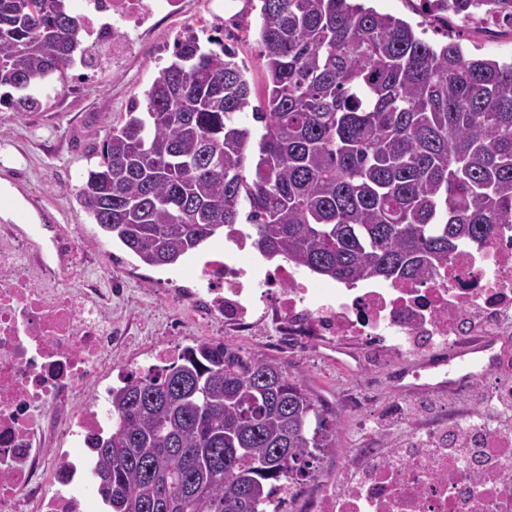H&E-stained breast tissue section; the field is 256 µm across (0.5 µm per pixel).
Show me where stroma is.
<instances>
[{
    "label": "stroma",
    "mask_w": 512,
    "mask_h": 512,
    "mask_svg": "<svg viewBox=\"0 0 512 512\" xmlns=\"http://www.w3.org/2000/svg\"><path fill=\"white\" fill-rule=\"evenodd\" d=\"M236 4V16L224 20V42L236 50L238 63L245 65L247 78L259 89L263 86L258 66L261 4L259 0H236ZM368 5L412 26L424 27L423 37L430 43L438 44L460 33L469 53L512 59V31L493 21L474 28L462 26L454 16L438 21L421 10L420 0H368ZM172 33L171 25H158L140 54L126 62L117 75L112 72L111 60L99 56L91 60V75L82 82H75L73 68H66L62 79L36 89L42 102L38 111L19 114L0 106V197L6 200L0 207V224L26 226L28 234L36 238L47 239L57 232L72 237L75 249L61 285L73 289L96 282L111 296L113 313L135 321L120 355L124 364L148 369L157 346L180 339L187 345L221 342L247 353H261L283 366L339 419L336 448L320 458V473L340 475L351 453L360 448H386L408 435L411 425L441 428L447 426L449 414L473 411L475 405L466 394L452 396L420 387L399 390L403 367L392 363L382 346L360 351L361 370L356 373L312 348L298 346L284 353L265 340L233 336L211 323L182 338L171 329L176 312L167 303L166 293L198 287L193 270L227 249V242L215 236L177 265H145L94 224L80 205L76 190L88 171L97 166V153L111 125L125 119L131 101L143 99L157 71L171 61ZM361 389L369 392L368 401L359 407L348 405V394ZM401 402L420 405L412 424L390 433L374 431L373 417Z\"/></svg>",
    "instance_id": "obj_1"
}]
</instances>
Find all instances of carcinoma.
<instances>
[{"label":"carcinoma","mask_w":512,"mask_h":512,"mask_svg":"<svg viewBox=\"0 0 512 512\" xmlns=\"http://www.w3.org/2000/svg\"><path fill=\"white\" fill-rule=\"evenodd\" d=\"M69 0H0V105L80 45ZM264 132L236 51L191 36L107 132L77 196L148 266H174L222 230L321 278L420 283L462 245L512 224V61L435 46L357 0H261ZM512 28V0H439ZM249 230L238 222L242 202ZM93 478L112 512H281L280 482L315 477L338 420L262 354L185 347L110 391Z\"/></svg>","instance_id":"cac0c4a2"}]
</instances>
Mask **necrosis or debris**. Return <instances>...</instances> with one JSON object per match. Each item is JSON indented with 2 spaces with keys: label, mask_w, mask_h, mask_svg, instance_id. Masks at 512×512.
Wrapping results in <instances>:
<instances>
[{
  "label": "necrosis or debris",
  "mask_w": 512,
  "mask_h": 512,
  "mask_svg": "<svg viewBox=\"0 0 512 512\" xmlns=\"http://www.w3.org/2000/svg\"><path fill=\"white\" fill-rule=\"evenodd\" d=\"M191 0H83L82 34L112 52L113 66L136 54L160 21L183 23ZM73 241L44 248L0 225V512H99L89 486L88 440L109 411L92 398L71 403L80 382L112 374L127 325L97 288L50 291L65 274ZM202 286L179 303L239 336L265 335L330 351L392 343L396 359L473 346L454 379L423 364L432 389L481 383L488 370L512 372V224L482 249L459 248L447 269L422 284L364 278L322 288L297 271L267 268L239 241L206 263ZM482 438L471 459L439 450L401 468L382 464L363 483L337 490L318 480L313 512H512V418L498 402L455 418ZM67 440L55 447L56 438Z\"/></svg>",
  "instance_id": "necrosis-or-debris-1"
}]
</instances>
